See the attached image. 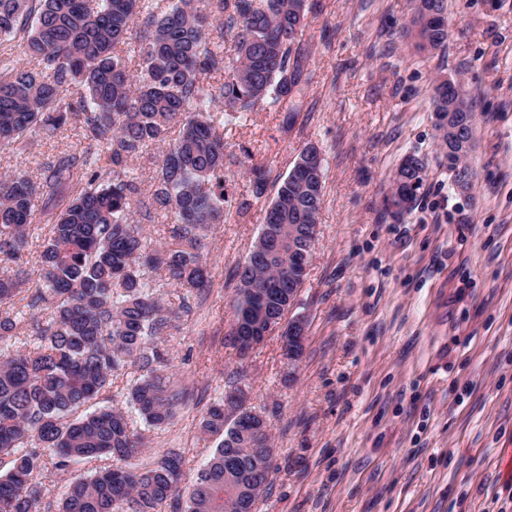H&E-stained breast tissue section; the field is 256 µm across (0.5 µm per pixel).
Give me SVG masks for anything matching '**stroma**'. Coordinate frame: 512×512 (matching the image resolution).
<instances>
[{"label": "stroma", "instance_id": "1", "mask_svg": "<svg viewBox=\"0 0 512 512\" xmlns=\"http://www.w3.org/2000/svg\"><path fill=\"white\" fill-rule=\"evenodd\" d=\"M410 0H315L304 29L308 104L293 129L265 109L225 124L224 221L207 237L209 288L184 299L162 343L163 377L182 399L147 435L144 463L182 452L185 481L216 446L200 420L225 389L264 409L276 472L257 512H512V0H448L445 49L416 53ZM459 79L478 121L468 194L436 160L431 84ZM324 200L312 262L288 318L307 322L288 362L280 329L247 357L231 338L234 270L306 144ZM72 119L0 152V173L38 176L86 147ZM428 167L414 210L383 206L408 154ZM268 183L250 192L249 168Z\"/></svg>", "mask_w": 512, "mask_h": 512}]
</instances>
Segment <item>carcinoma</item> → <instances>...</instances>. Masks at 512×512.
I'll use <instances>...</instances> for the list:
<instances>
[{"label": "carcinoma", "instance_id": "carcinoma-1", "mask_svg": "<svg viewBox=\"0 0 512 512\" xmlns=\"http://www.w3.org/2000/svg\"><path fill=\"white\" fill-rule=\"evenodd\" d=\"M142 6L140 0H0V46L21 38L24 58L0 54V150L49 135L69 116L83 117L90 144L42 166L36 180L23 170L0 175V254L22 257L36 206L50 226L35 270L37 287L27 307L49 311L36 325L38 345L12 342L15 324L0 316V512H41L49 490L43 478L102 456L113 464L68 484L58 512H256L276 469L269 431L255 437L261 413L229 404L246 397L233 388L210 406L200 427L217 440L188 491L181 488L184 457L171 450L150 465L134 462L145 436L132 428L129 411L149 429L174 416L156 366L168 361L155 340L179 318L153 291L162 271L188 292L208 287L203 261L205 232L224 223V135L213 113L236 120L260 107L283 109L293 127L308 84L302 35L309 0H168L144 21L136 69L122 45ZM406 31L419 51L448 41L446 0H414ZM224 62L223 82L208 75ZM80 90L72 101V89ZM433 126L448 111L475 127L465 86L440 77L431 94ZM178 127L177 136L169 137ZM158 152L154 193L140 199L129 178V158ZM470 154L439 146L452 178L467 169ZM409 182L400 183L405 163ZM427 163L412 154L395 170L384 203L400 218L413 210ZM323 158L305 146L265 210L263 224L235 272L232 332L240 354L284 320L298 289L288 280V245L318 224L323 203ZM405 202L393 203L395 196ZM139 210H134L133 204ZM173 215L170 241L154 247L135 215ZM23 280L0 274V306L21 292ZM130 367L141 376L127 405L94 411L113 378Z\"/></svg>", "mask_w": 512, "mask_h": 512}]
</instances>
